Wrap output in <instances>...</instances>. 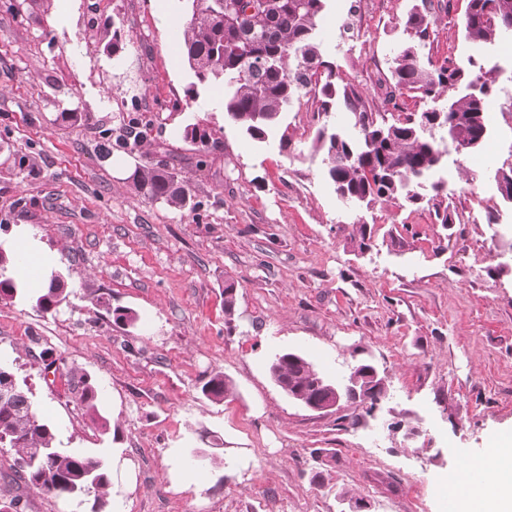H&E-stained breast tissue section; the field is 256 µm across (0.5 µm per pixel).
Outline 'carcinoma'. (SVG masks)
<instances>
[{"label":"carcinoma","mask_w":512,"mask_h":512,"mask_svg":"<svg viewBox=\"0 0 512 512\" xmlns=\"http://www.w3.org/2000/svg\"><path fill=\"white\" fill-rule=\"evenodd\" d=\"M189 16L183 52L200 84L224 85V114L251 140L263 143L280 123L282 114L301 96L310 94L317 118H326L343 105L350 112L354 133L322 123L312 148L322 155L325 174L336 196L350 206L371 208L399 198L414 206L432 204L437 223H453L448 192L438 182L426 183L448 154L469 142L467 153L482 149L489 131L485 113L495 80L486 58L470 55L462 63L453 57L433 58L423 49L430 41L437 12L447 9L434 0H421L407 13L408 40L387 60L388 73L378 79L385 89L383 112L375 111L358 84L336 73L323 55L316 35L326 0H184ZM465 39L479 48L512 33V0H467L463 19ZM431 104L422 112H405L403 98ZM184 139L203 148L211 134L195 122L185 126ZM135 192L152 202L178 210H195L189 181L159 161L136 169L130 176ZM371 230L357 224L353 247H370ZM15 263L0 247V300L23 299L42 312L55 310L67 298L64 283L53 276L47 287L3 277ZM235 286H224V317L233 320ZM114 324L135 327L139 315L131 308L106 305ZM281 352L269 366L271 379L282 393L297 401L324 397L331 382L304 356L288 359ZM366 364L351 367L347 383L369 399L386 396L388 385L368 378ZM78 401L86 414L109 432L100 413L97 392L82 378ZM204 398L222 403L235 393L231 381L216 372L200 388ZM0 448H9L26 462L17 473L28 485L90 504L89 512H105L111 475L103 458L74 455L58 446L53 427L33 409L28 392L14 373L0 365Z\"/></svg>","instance_id":"cac0c4a2"}]
</instances>
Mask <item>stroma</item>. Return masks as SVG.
I'll return each instance as SVG.
<instances>
[{
  "instance_id": "35a3bbf8",
  "label": "stroma",
  "mask_w": 512,
  "mask_h": 512,
  "mask_svg": "<svg viewBox=\"0 0 512 512\" xmlns=\"http://www.w3.org/2000/svg\"><path fill=\"white\" fill-rule=\"evenodd\" d=\"M413 3L328 0L321 48L375 109ZM466 5L438 13L433 57L470 54ZM183 15L181 0H0V238L29 225L69 292L49 313L0 301V364L62 450L132 471V483L112 484V510L345 512V492L371 512H443L440 477L512 431V205L494 179L512 165V40L487 49L497 71L485 147L471 162L450 155L442 173L454 224L441 230L425 205L377 206L363 217L374 237L361 256L350 237L362 217L311 150L312 97L284 113L277 138L252 141L225 120L222 86L189 97L194 77L174 40ZM117 28L127 46L115 57ZM197 121L212 137L203 152L182 137ZM163 158L190 181L195 211L131 189L136 168ZM101 294L140 326L114 325ZM283 351L319 360L335 381L371 361L389 391L373 413L310 410L270 377ZM218 371L235 394L214 404L200 388ZM84 375L109 434L78 401ZM193 448L211 458L199 473L187 466ZM13 464L0 449V501L83 512L14 482Z\"/></svg>"
}]
</instances>
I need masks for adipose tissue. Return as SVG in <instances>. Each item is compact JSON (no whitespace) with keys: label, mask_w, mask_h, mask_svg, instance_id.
I'll return each instance as SVG.
<instances>
[{"label":"adipose tissue","mask_w":512,"mask_h":512,"mask_svg":"<svg viewBox=\"0 0 512 512\" xmlns=\"http://www.w3.org/2000/svg\"><path fill=\"white\" fill-rule=\"evenodd\" d=\"M0 246L20 254L19 261L7 269L13 277L47 274L58 260L57 255L40 246L23 224L16 228L13 238ZM477 467L484 475L481 483L472 482L464 467L441 479L443 488L457 499L459 512H512V433L495 436Z\"/></svg>","instance_id":"ef3b65f1"}]
</instances>
